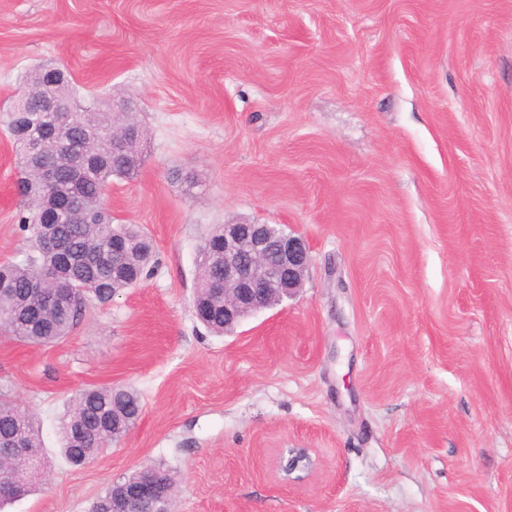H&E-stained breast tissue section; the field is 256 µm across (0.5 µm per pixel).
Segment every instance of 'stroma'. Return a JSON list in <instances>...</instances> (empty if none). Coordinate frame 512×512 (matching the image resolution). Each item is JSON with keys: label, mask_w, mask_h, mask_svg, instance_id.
Instances as JSON below:
<instances>
[{"label": "stroma", "mask_w": 512, "mask_h": 512, "mask_svg": "<svg viewBox=\"0 0 512 512\" xmlns=\"http://www.w3.org/2000/svg\"><path fill=\"white\" fill-rule=\"evenodd\" d=\"M43 64L134 103L148 153L109 201L155 262L57 344L0 336L46 461L0 512H88L145 463L175 512H512V0H0V108ZM19 177L0 129V262ZM214 224H284L311 256L223 336L192 312ZM109 385L139 420L67 465L58 418Z\"/></svg>", "instance_id": "obj_1"}]
</instances>
